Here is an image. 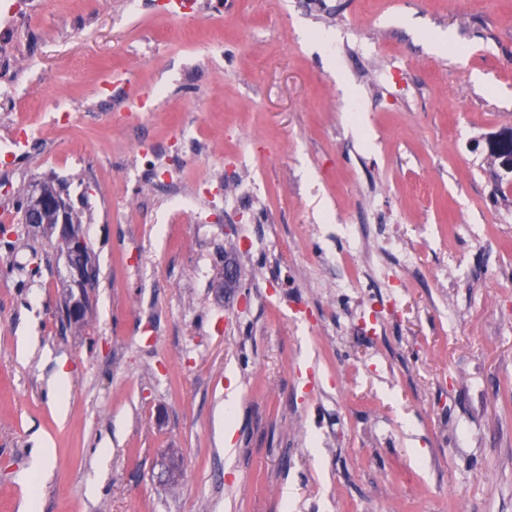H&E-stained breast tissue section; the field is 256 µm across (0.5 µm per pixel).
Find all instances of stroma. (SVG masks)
<instances>
[{
	"label": "stroma",
	"mask_w": 512,
	"mask_h": 512,
	"mask_svg": "<svg viewBox=\"0 0 512 512\" xmlns=\"http://www.w3.org/2000/svg\"><path fill=\"white\" fill-rule=\"evenodd\" d=\"M164 2L35 0L42 79L0 101V136L42 139L0 209L62 183L100 269L78 333L57 236H0V512H512V183L482 146L512 127V0ZM187 128L182 219L127 212L130 155ZM201 181L237 200L204 224Z\"/></svg>",
	"instance_id": "stroma-1"
}]
</instances>
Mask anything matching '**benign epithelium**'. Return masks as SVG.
I'll return each mask as SVG.
<instances>
[{"label":"benign epithelium","mask_w":512,"mask_h":512,"mask_svg":"<svg viewBox=\"0 0 512 512\" xmlns=\"http://www.w3.org/2000/svg\"><path fill=\"white\" fill-rule=\"evenodd\" d=\"M485 148L495 154L498 167L493 170L494 180L500 173L512 174V128H503L485 138ZM73 202L63 192L34 190L25 206L24 220L27 224H42L58 231L59 241H68L78 246L80 251H88L89 244L81 226L72 217ZM67 277L71 287L77 291V299L70 302L65 316L74 319L87 315L90 301L88 290L95 278L94 266L68 253L64 254Z\"/></svg>","instance_id":"7a95c632"}]
</instances>
